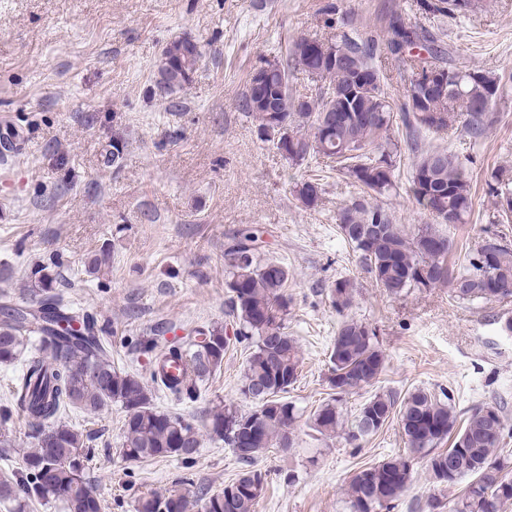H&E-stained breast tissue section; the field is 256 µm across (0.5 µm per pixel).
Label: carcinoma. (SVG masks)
<instances>
[{
  "label": "carcinoma",
  "instance_id": "1",
  "mask_svg": "<svg viewBox=\"0 0 512 512\" xmlns=\"http://www.w3.org/2000/svg\"><path fill=\"white\" fill-rule=\"evenodd\" d=\"M479 0H419V9L440 21L475 11ZM444 29L431 32L392 16L382 34L398 71L411 70L405 92L412 95L413 120L405 123V142L414 147L416 161L408 180L416 204L441 224L465 223L472 210V188L459 157L445 147H418L415 135L422 130L450 131L463 126L478 138L493 120V107L501 79L481 71L463 69L445 61ZM321 40L294 41L289 57L270 62V83L250 78L242 98L243 111L257 123L267 141L289 160H332L339 171L358 184L364 196L340 207L336 224L345 242L359 254L376 285L393 296L412 288L450 284L458 302L492 300L497 289L512 291V245L506 238H482L465 250L456 273L447 258L453 240L427 224L409 235L393 223L379 206L365 197L384 195L396 187L395 170L401 156L399 140L390 138L392 105L382 89L383 75L372 64L373 41L344 35L334 43L343 61L330 65L318 51ZM202 51L188 37L164 47L167 64L157 67L156 87L170 96L191 81ZM300 69L317 82L327 81L336 98L299 96L295 112H279L280 98L288 94L289 72ZM425 69L439 73L443 83L429 93L418 90L416 75ZM285 122L288 143L271 136L268 129ZM490 181L498 190V223L512 217V179L495 170ZM321 187L305 181L295 197L306 208L320 199ZM370 224L381 230L364 239L353 233ZM256 230L248 231L225 252L228 264L226 288L228 316L237 325L236 341L252 345L246 361L240 394L254 400L256 385L268 389L270 399L256 401L261 417L252 425L246 447L250 455L238 461L248 469L206 498L203 512H256L266 484L265 474L251 469L256 458L281 447L285 424H294L295 406L283 395L300 376L301 351L288 336L286 321L290 299L285 288L288 268L276 262H258ZM35 287L41 298L31 307L0 303V364L17 360L31 339L35 352L25 359L20 377L10 389V403L24 413L32 428V448L23 454V469L0 478V500L14 505V512H29L34 504L60 501L66 512H102L96 486L87 477L90 449L82 432L70 426L68 412L95 414L116 403L126 411L122 456L129 463L157 457H173L184 463L195 459L201 448V432L180 414L157 410L151 389H165L193 400L200 385L224 362L229 340L224 327L214 325L189 341L160 347L150 341L145 349L155 352L150 378L112 366L109 344L98 334L94 317L68 310L52 293L57 277L39 268ZM357 294L351 279H339L328 289L339 316L328 356L329 387L336 398L320 405L312 415L313 429L324 436L339 432L355 444L397 419L405 448L399 454L358 467L343 488L344 512H391L408 490L415 466L424 461L435 487L452 489L466 485L448 504L428 497L429 512L444 507L448 512H505L512 503V448L498 402H484L461 413L451 394L442 396L416 390L400 399L390 391L377 392L352 417L343 416L338 397L377 383L386 367V356L368 325L348 314ZM183 366L182 377L164 372L167 362ZM244 413L233 405L217 406L209 415V435L231 448L238 445ZM448 443L443 448L441 444ZM187 500L178 494H149L138 498L136 512H186Z\"/></svg>",
  "mask_w": 512,
  "mask_h": 512
}]
</instances>
